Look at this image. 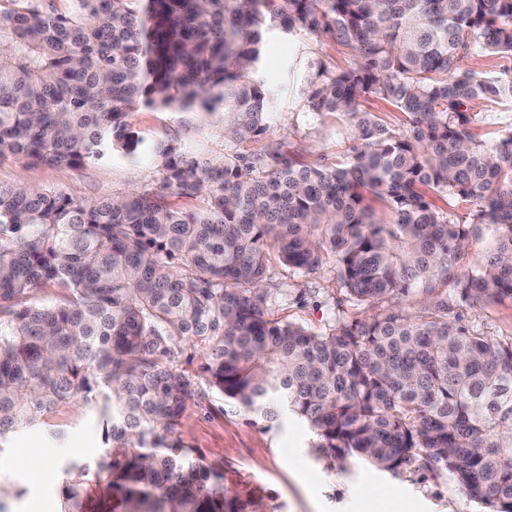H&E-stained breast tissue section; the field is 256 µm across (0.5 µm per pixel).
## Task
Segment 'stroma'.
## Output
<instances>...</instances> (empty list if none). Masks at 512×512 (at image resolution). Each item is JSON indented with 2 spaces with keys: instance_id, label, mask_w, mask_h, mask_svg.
<instances>
[{
  "instance_id": "1",
  "label": "stroma",
  "mask_w": 512,
  "mask_h": 512,
  "mask_svg": "<svg viewBox=\"0 0 512 512\" xmlns=\"http://www.w3.org/2000/svg\"><path fill=\"white\" fill-rule=\"evenodd\" d=\"M353 60V50L329 35L271 31L258 76L274 90L276 108L266 133L256 141L229 144L218 117L199 110L142 108L132 113L130 122L146 141L175 139L206 158L222 156L230 148L254 154L274 146L300 163L332 166L346 158L351 122L340 113L310 112L305 89L318 64L339 70ZM476 108L479 120L472 133L478 141L494 144L512 127V110L483 102ZM0 183L65 190L85 200L158 193L183 210L202 203L199 197L162 188L157 165L147 153L79 168L6 156L0 158ZM269 267L265 287L271 295L270 318L324 332L332 296L341 289L332 266L312 276L290 271L275 258ZM449 313L492 338L512 337V299L475 306L454 303ZM206 362L204 348L184 345L181 368L201 387L202 397L187 404L173 436L194 449L203 463L220 469L229 495L250 503L253 512H483L448 471L412 465L394 475L362 461L333 460L313 448V435L301 421L288 418L269 426L231 409L206 388ZM47 423L66 430L63 443H56L48 428L16 435L0 450V512H59L66 466L94 463L102 452V424L80 400L57 408Z\"/></svg>"
}]
</instances>
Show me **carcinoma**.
<instances>
[{"label": "carcinoma", "instance_id": "obj_1", "mask_svg": "<svg viewBox=\"0 0 512 512\" xmlns=\"http://www.w3.org/2000/svg\"><path fill=\"white\" fill-rule=\"evenodd\" d=\"M54 2L0 0V157L135 158L140 108L220 112L227 141L255 140L274 108L253 77L270 28L329 33L355 52L306 89L309 111L350 117L351 145L344 162L312 166L153 144L162 186L203 196L194 211L141 192L83 200L0 184V446L79 399L103 425L95 474H107L110 512H246L171 438L199 397L179 368L190 342L231 406L302 421L333 459L445 469L486 512H512V339L448 319L440 298H512V131L492 146L471 132L473 103H512V68H465L478 53L512 59V0ZM371 98L405 129L363 110ZM434 194L472 202L468 221H450ZM471 237L488 250L464 270ZM271 249L304 275L331 263L349 301L389 307L336 314L320 334L272 320ZM47 284L60 299L32 303ZM417 290L434 307L422 320L396 307ZM64 474L60 512H86L89 467ZM363 109L375 113L389 129H401L405 123V115L391 104L380 99H369Z\"/></svg>", "mask_w": 512, "mask_h": 512}]
</instances>
